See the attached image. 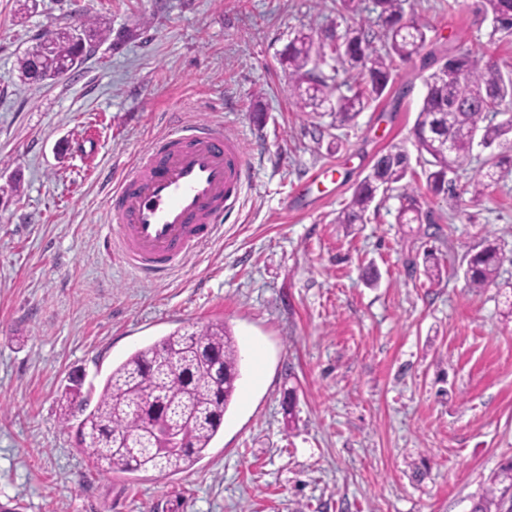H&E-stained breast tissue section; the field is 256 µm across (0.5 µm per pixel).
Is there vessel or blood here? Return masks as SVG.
<instances>
[{
  "label": "vessel or blood",
  "instance_id": "obj_1",
  "mask_svg": "<svg viewBox=\"0 0 512 512\" xmlns=\"http://www.w3.org/2000/svg\"><path fill=\"white\" fill-rule=\"evenodd\" d=\"M248 180L243 148L223 126L177 124L112 188L114 255L144 278L169 274L218 233Z\"/></svg>",
  "mask_w": 512,
  "mask_h": 512
}]
</instances>
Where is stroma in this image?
I'll list each match as a JSON object with an SVG mask.
<instances>
[{
	"label": "stroma",
	"instance_id": "stroma-1",
	"mask_svg": "<svg viewBox=\"0 0 512 512\" xmlns=\"http://www.w3.org/2000/svg\"><path fill=\"white\" fill-rule=\"evenodd\" d=\"M0 0V512H470L512 462V171L467 187L512 146L474 145L457 210L415 146L424 82L456 47L512 70V36L480 0H407L431 40L395 61L349 124L299 107L282 54L298 33L380 27L371 0ZM111 29L77 70L18 78L40 38ZM223 125L250 180L220 234L167 277L109 253V181L171 118ZM403 144L412 199L337 214L376 158ZM332 180L299 187L322 166ZM416 204L424 224H402ZM497 238L495 284L464 257ZM440 279L424 273V254ZM226 324L241 376L205 457L177 474L102 471L59 421L63 388L98 396L113 367L179 328ZM264 381L253 384L255 361ZM500 163L492 160L487 164L484 171H480L472 181L471 194L473 198L479 199L484 195L485 190L492 184L497 182L502 177Z\"/></svg>",
	"mask_w": 512,
	"mask_h": 512
}]
</instances>
